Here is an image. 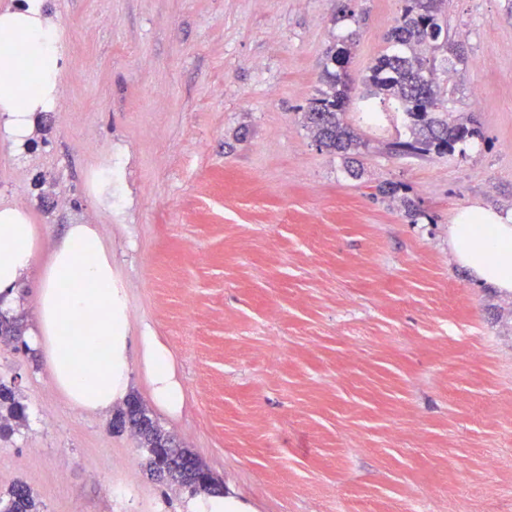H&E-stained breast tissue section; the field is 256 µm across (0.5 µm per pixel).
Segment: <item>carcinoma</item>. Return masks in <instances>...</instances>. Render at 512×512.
<instances>
[{
    "label": "carcinoma",
    "instance_id": "carcinoma-1",
    "mask_svg": "<svg viewBox=\"0 0 512 512\" xmlns=\"http://www.w3.org/2000/svg\"><path fill=\"white\" fill-rule=\"evenodd\" d=\"M404 5L389 31L382 53L367 67L364 83L383 95L388 107L403 113L410 123L412 139L396 138L383 143L391 155H446L455 146L479 134L476 127L450 124L444 112L447 99L440 96V72H448V54L453 52L449 38L446 0H403ZM351 52L348 41L336 39L327 48L322 79L327 89L312 97L303 114L306 127L314 133L319 146L337 153L369 150L371 140L355 132L346 121L353 100L354 87L348 70ZM138 407L142 426L130 429L140 447L146 449V470L151 478L187 488L193 494L205 491V466L187 448H166L169 437L150 415L143 402L129 396L124 407L112 417V428L125 430ZM0 432L26 420L25 406L15 391L0 384ZM0 512H38V503L30 487L14 485L0 498Z\"/></svg>",
    "mask_w": 512,
    "mask_h": 512
}]
</instances>
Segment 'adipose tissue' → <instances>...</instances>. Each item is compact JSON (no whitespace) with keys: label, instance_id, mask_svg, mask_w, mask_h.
<instances>
[{"label":"adipose tissue","instance_id":"ef3b65f1","mask_svg":"<svg viewBox=\"0 0 512 512\" xmlns=\"http://www.w3.org/2000/svg\"><path fill=\"white\" fill-rule=\"evenodd\" d=\"M49 11L50 0H17L0 10V74L12 79L0 91V119L19 147L31 135L33 113L59 105L64 48ZM38 244L24 210L0 209V312L13 308ZM448 249L480 283L512 293V208L461 207L448 226ZM37 316L27 343L46 360L55 388L72 408L102 412L127 398L128 300L94 225H69L54 243L41 274ZM140 341L154 402L178 413L184 394L167 349L148 330Z\"/></svg>","mask_w":512,"mask_h":512}]
</instances>
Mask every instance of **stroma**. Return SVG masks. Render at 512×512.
<instances>
[{
    "label": "stroma",
    "mask_w": 512,
    "mask_h": 512,
    "mask_svg": "<svg viewBox=\"0 0 512 512\" xmlns=\"http://www.w3.org/2000/svg\"><path fill=\"white\" fill-rule=\"evenodd\" d=\"M361 15L335 21L339 8ZM403 0H51L65 44L56 111L26 152L0 125V207L41 239L14 316L68 225L98 226L132 338L167 348L184 390L155 405L140 346L129 392L245 512H512V295L448 250L463 206L512 207V0H447L467 60L448 120L454 154L392 156L404 117L347 120L370 155L320 148L303 110L333 37L356 32L361 84ZM112 167V191L93 177ZM393 182L395 197L373 199ZM0 382L27 419L0 436V495L40 512H142L187 490L151 480L111 412L71 408L44 360L0 345ZM1 512H39L38 503L31 490L26 484L14 485L5 498H0Z\"/></svg>",
    "instance_id": "35a3bbf8"
}]
</instances>
